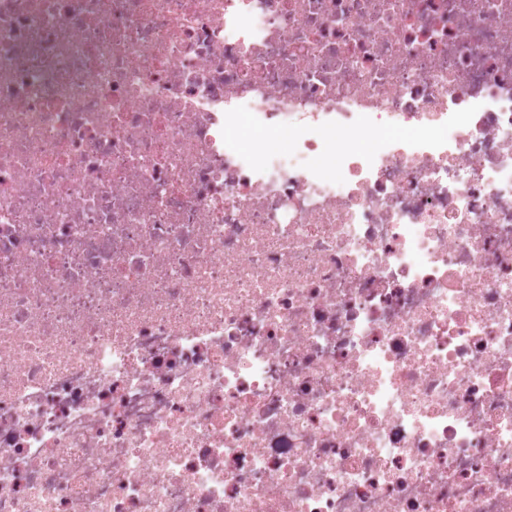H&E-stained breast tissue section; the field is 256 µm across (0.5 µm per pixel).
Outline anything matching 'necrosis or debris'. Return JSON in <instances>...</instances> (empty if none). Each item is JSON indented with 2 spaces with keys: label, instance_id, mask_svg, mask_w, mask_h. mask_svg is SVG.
<instances>
[{
  "label": "necrosis or debris",
  "instance_id": "1",
  "mask_svg": "<svg viewBox=\"0 0 512 512\" xmlns=\"http://www.w3.org/2000/svg\"><path fill=\"white\" fill-rule=\"evenodd\" d=\"M0 512H512V0H0Z\"/></svg>",
  "mask_w": 512,
  "mask_h": 512
}]
</instances>
